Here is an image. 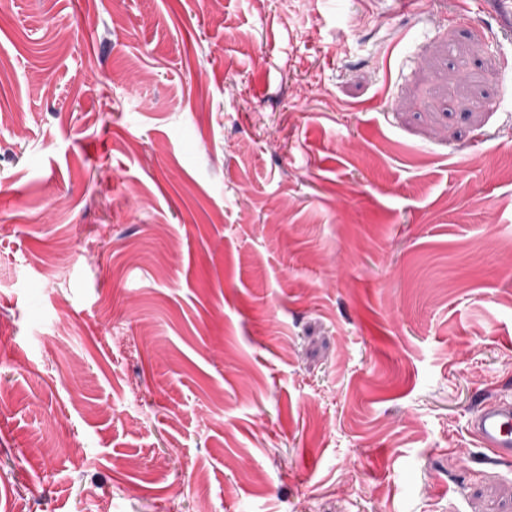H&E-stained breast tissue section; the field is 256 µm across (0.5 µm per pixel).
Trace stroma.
<instances>
[{"label":"stroma","instance_id":"obj_1","mask_svg":"<svg viewBox=\"0 0 512 512\" xmlns=\"http://www.w3.org/2000/svg\"><path fill=\"white\" fill-rule=\"evenodd\" d=\"M507 242L492 8L0 0V512H512ZM471 430L495 458H511L512 401L495 398L481 404L471 420Z\"/></svg>","mask_w":512,"mask_h":512}]
</instances>
